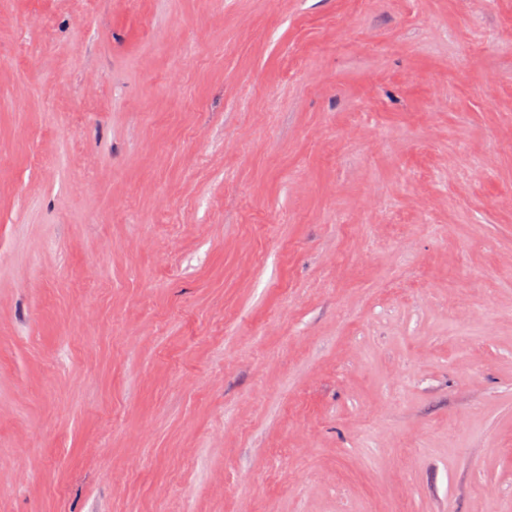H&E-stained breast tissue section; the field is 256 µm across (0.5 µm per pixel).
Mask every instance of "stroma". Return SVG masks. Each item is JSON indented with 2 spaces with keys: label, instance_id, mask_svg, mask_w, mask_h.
<instances>
[{
  "label": "stroma",
  "instance_id": "stroma-1",
  "mask_svg": "<svg viewBox=\"0 0 512 512\" xmlns=\"http://www.w3.org/2000/svg\"><path fill=\"white\" fill-rule=\"evenodd\" d=\"M0 512H512V0H0Z\"/></svg>",
  "mask_w": 512,
  "mask_h": 512
}]
</instances>
